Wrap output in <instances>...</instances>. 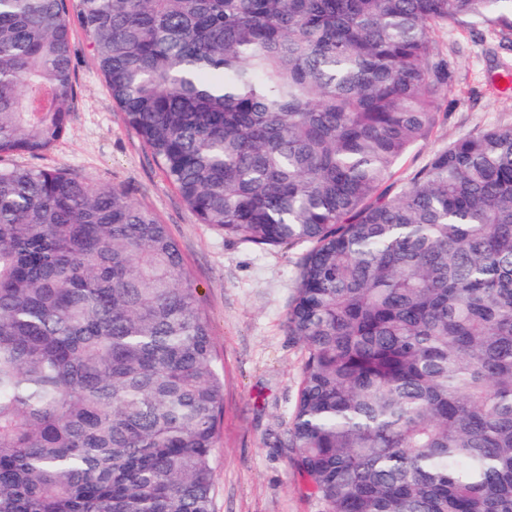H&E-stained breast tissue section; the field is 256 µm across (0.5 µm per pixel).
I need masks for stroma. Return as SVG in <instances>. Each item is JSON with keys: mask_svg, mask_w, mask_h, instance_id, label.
I'll return each instance as SVG.
<instances>
[{"mask_svg": "<svg viewBox=\"0 0 512 512\" xmlns=\"http://www.w3.org/2000/svg\"><path fill=\"white\" fill-rule=\"evenodd\" d=\"M452 80L430 132L400 160L402 180L459 137L512 124V40L482 24L449 21L436 32ZM78 94L67 134L47 153L13 156L25 167H65L96 186L122 187L153 210L179 244L199 288L224 376L212 512H322L286 449L303 350L285 325L300 248L262 249L197 223L126 127L81 28L72 33Z\"/></svg>", "mask_w": 512, "mask_h": 512, "instance_id": "35a3bbf8", "label": "stroma"}]
</instances>
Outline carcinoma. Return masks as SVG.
Wrapping results in <instances>:
<instances>
[{"label":"carcinoma","instance_id":"1","mask_svg":"<svg viewBox=\"0 0 512 512\" xmlns=\"http://www.w3.org/2000/svg\"><path fill=\"white\" fill-rule=\"evenodd\" d=\"M200 224L308 246L281 446L324 512H512V125L391 182L512 0H0V512H212L224 382L178 244L26 168L69 130V8Z\"/></svg>","mask_w":512,"mask_h":512}]
</instances>
